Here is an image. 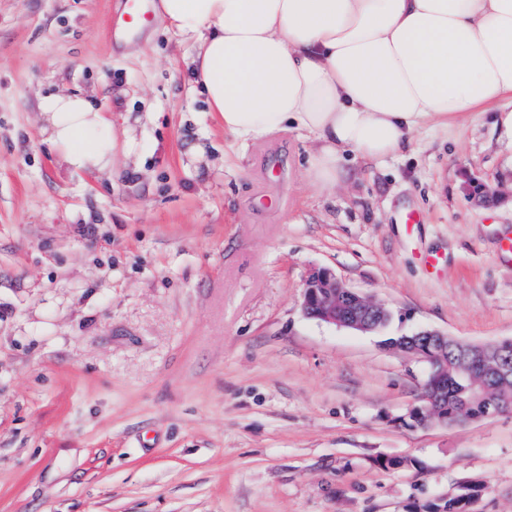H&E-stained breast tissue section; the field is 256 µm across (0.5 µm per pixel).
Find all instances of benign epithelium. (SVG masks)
<instances>
[{"mask_svg":"<svg viewBox=\"0 0 512 512\" xmlns=\"http://www.w3.org/2000/svg\"><path fill=\"white\" fill-rule=\"evenodd\" d=\"M302 308L310 318L341 328L365 334H375L389 318L388 311L375 300L344 286L336 274L327 268L312 269L303 285ZM390 345L413 355L428 364V376L419 402L410 407L407 418L415 426L427 424L448 425V408L437 406L435 394L448 385V348L456 349L457 358L465 361L474 350L488 351L504 361L500 376L512 374V350L500 341L475 345L437 330H420L403 336ZM463 401L483 405L484 418L491 419L503 413V406L487 397L484 388L473 383L462 387Z\"/></svg>","mask_w":512,"mask_h":512,"instance_id":"obj_1","label":"benign epithelium"}]
</instances>
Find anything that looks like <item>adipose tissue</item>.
<instances>
[{
  "instance_id": "1",
  "label": "adipose tissue",
  "mask_w": 512,
  "mask_h": 512,
  "mask_svg": "<svg viewBox=\"0 0 512 512\" xmlns=\"http://www.w3.org/2000/svg\"><path fill=\"white\" fill-rule=\"evenodd\" d=\"M194 38L193 78L225 133L290 128L317 148L307 175L330 189L353 158L401 154L512 97V0H160ZM50 138L76 168L105 167L118 134L85 97H45Z\"/></svg>"
}]
</instances>
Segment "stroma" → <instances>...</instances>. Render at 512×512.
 <instances>
[{
  "label": "stroma",
  "mask_w": 512,
  "mask_h": 512,
  "mask_svg": "<svg viewBox=\"0 0 512 512\" xmlns=\"http://www.w3.org/2000/svg\"><path fill=\"white\" fill-rule=\"evenodd\" d=\"M119 6L0 0V512H447L471 486L469 512H512V412L407 426L428 366L386 344L512 340V100L322 190L306 133L225 134L193 38L113 47ZM50 94L129 131L112 168L65 161ZM316 267L387 327L306 317Z\"/></svg>",
  "instance_id": "35a3bbf8"
}]
</instances>
